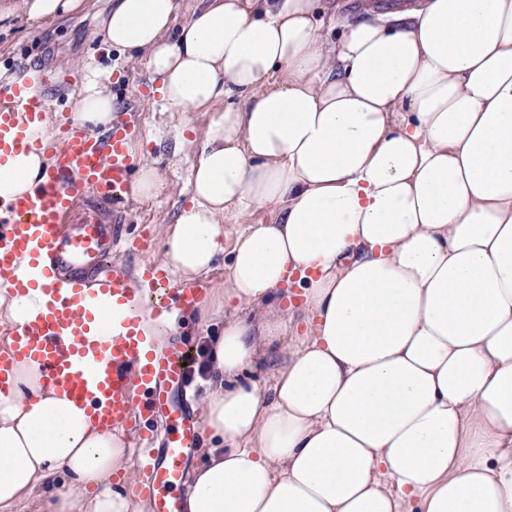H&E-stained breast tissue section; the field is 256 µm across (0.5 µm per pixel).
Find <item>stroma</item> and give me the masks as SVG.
Returning <instances> with one entry per match:
<instances>
[{"label":"stroma","mask_w":512,"mask_h":512,"mask_svg":"<svg viewBox=\"0 0 512 512\" xmlns=\"http://www.w3.org/2000/svg\"><path fill=\"white\" fill-rule=\"evenodd\" d=\"M108 7V0H84L80 9L58 20H32L19 12L0 20V84L12 82L26 68L41 69L48 80L43 88L51 102L48 118L56 124L75 112L88 64L111 69L113 96L120 109L135 115L141 128L132 142L133 154L140 161L162 157L161 171L169 183L160 198L131 204L124 233L145 241L147 247L116 253L115 258L134 269L161 258L160 229L188 200V175L199 150L193 130L209 115L161 111L144 63L104 47L98 22Z\"/></svg>","instance_id":"stroma-1"}]
</instances>
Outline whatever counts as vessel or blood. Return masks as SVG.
I'll return each instance as SVG.
<instances>
[{"instance_id": "1", "label": "vessel or blood", "mask_w": 512, "mask_h": 512, "mask_svg": "<svg viewBox=\"0 0 512 512\" xmlns=\"http://www.w3.org/2000/svg\"><path fill=\"white\" fill-rule=\"evenodd\" d=\"M42 70L31 68L17 81L0 87V164L19 152L46 149L39 130L51 105L42 87ZM136 134L128 114L116 116L103 140L90 138L74 121L59 132L55 163L32 191L0 199V288L38 289L47 299L36 320L17 332L11 356L0 357V390L11 359L36 363L48 385L86 406L102 426L152 420L165 415L171 425L161 452L144 436L139 463L152 512H182L184 473L190 452L199 444L202 425L188 394V350L155 351L131 311L117 332L102 331L101 307H120L130 298V283L164 288L153 316L190 308L203 299L198 286H169L167 273L146 263L130 270L112 263L113 252L126 248L121 223L106 224L100 206L117 202L136 169L128 144ZM88 201L84 223L68 228L69 213ZM39 268L40 279L28 284L21 265ZM100 304L87 303V296Z\"/></svg>"}]
</instances>
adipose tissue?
<instances>
[{
  "label": "adipose tissue",
  "instance_id": "1",
  "mask_svg": "<svg viewBox=\"0 0 512 512\" xmlns=\"http://www.w3.org/2000/svg\"><path fill=\"white\" fill-rule=\"evenodd\" d=\"M179 12L112 0L101 26L165 111L213 114L162 258L193 280L231 255L201 402L216 443L184 512H512V0L364 21L335 0ZM114 109L91 69L74 121L94 138ZM51 165L10 157L0 198ZM264 208L275 222L249 223ZM289 286L299 306H284ZM44 306L1 288L0 325ZM296 318L309 329L290 342ZM8 383L0 512H147L127 490L132 430L98 426L31 361ZM60 471L70 484L42 493Z\"/></svg>",
  "mask_w": 512,
  "mask_h": 512
}]
</instances>
